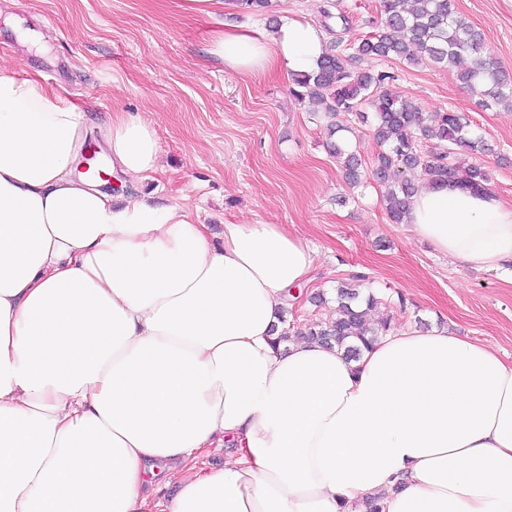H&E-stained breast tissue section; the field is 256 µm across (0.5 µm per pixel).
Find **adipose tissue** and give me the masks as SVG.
Returning <instances> with one entry per match:
<instances>
[{
	"instance_id": "1",
	"label": "adipose tissue",
	"mask_w": 512,
	"mask_h": 512,
	"mask_svg": "<svg viewBox=\"0 0 512 512\" xmlns=\"http://www.w3.org/2000/svg\"><path fill=\"white\" fill-rule=\"evenodd\" d=\"M324 51L289 16L210 38L240 74L308 73ZM94 133L107 175L159 170L145 113L95 130L0 66V512H512V362L444 329L394 328L356 361L278 344L315 250L104 190L77 171ZM407 223L454 263L512 270V206L491 192L425 184Z\"/></svg>"
}]
</instances>
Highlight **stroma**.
<instances>
[{
	"mask_svg": "<svg viewBox=\"0 0 512 512\" xmlns=\"http://www.w3.org/2000/svg\"><path fill=\"white\" fill-rule=\"evenodd\" d=\"M454 7L512 71V0H454ZM327 8L343 55L381 28L380 0H274L273 15L318 26ZM269 18L237 11L197 17L181 12L178 0H0V63L17 78L63 91L93 123L117 107L151 114L162 169L127 186V194L141 189L184 201L204 224L260 219L304 239L318 254L317 270L289 307V325L324 320L338 282L356 280L389 304L398 326L445 327L512 362L511 276L451 263L389 220L376 182L350 187L326 146L321 112L291 96L285 72L239 74L209 60L212 30L264 28ZM16 21L50 30L46 54L19 44ZM353 66L394 73L389 91L424 111L465 114L493 151L464 152L457 163L483 166L489 190L512 205V107L483 103L454 72L427 60ZM318 295L324 304L315 303Z\"/></svg>",
	"mask_w": 512,
	"mask_h": 512,
	"instance_id": "obj_1",
	"label": "stroma"
}]
</instances>
